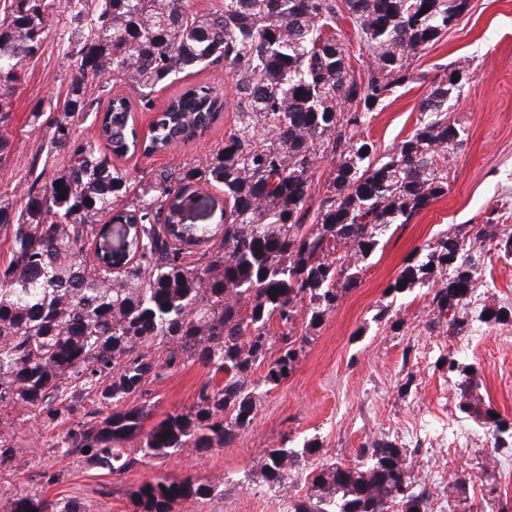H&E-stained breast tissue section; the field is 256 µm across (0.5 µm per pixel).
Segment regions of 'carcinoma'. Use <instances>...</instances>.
I'll use <instances>...</instances> for the list:
<instances>
[{
    "label": "carcinoma",
    "instance_id": "carcinoma-1",
    "mask_svg": "<svg viewBox=\"0 0 512 512\" xmlns=\"http://www.w3.org/2000/svg\"><path fill=\"white\" fill-rule=\"evenodd\" d=\"M467 0H0V127L28 63L41 54L49 17L64 8L87 36L71 45L65 109L35 122L48 127V153L63 155L50 181L39 172L24 202L0 197V412L20 410L46 429L67 428L51 447L121 473L142 456L184 448L205 452L253 425L256 391H270L295 370L324 317L357 284L355 269L388 227L404 224L448 191L439 159L462 144L448 121V96L469 76L462 63L433 82L411 134L388 155L361 129L394 89L413 81L409 60L446 32ZM347 8L374 67L359 82L336 37ZM224 64L234 81L238 115L224 147L204 162L155 170L132 184L112 162L138 146L135 112H156L144 151L188 141L219 117L223 101L206 84L155 111L156 89L198 67ZM459 80H453V76ZM107 76L131 83L137 101L109 98L105 110L87 88ZM91 121L92 137L76 124ZM337 159L317 208L316 161ZM200 186L224 190L222 224L174 232L182 213L201 204ZM222 233L221 246L195 257L191 247ZM481 232L448 234L404 266L387 293L426 282L438 315L428 328L448 337L470 326L464 307L478 287ZM284 328L272 336L273 322ZM305 324L297 332V323ZM168 351L160 363L156 351ZM184 355L224 379L199 388L187 408L145 429L148 405H129L145 381ZM264 374L251 378L254 368ZM458 378V410L470 412L475 367L436 359ZM482 411L493 448L512 441V418ZM268 448L262 477L269 489L319 453ZM23 452L0 437V465ZM411 451L389 440L361 448L351 466L309 471L310 491L288 512H429L432 492L411 474ZM224 495V483L157 475L133 494L130 512H174L186 500ZM86 512L77 501L22 496L9 512Z\"/></svg>",
    "mask_w": 512,
    "mask_h": 512
}]
</instances>
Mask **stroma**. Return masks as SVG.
<instances>
[{
    "label": "stroma",
    "mask_w": 512,
    "mask_h": 512,
    "mask_svg": "<svg viewBox=\"0 0 512 512\" xmlns=\"http://www.w3.org/2000/svg\"><path fill=\"white\" fill-rule=\"evenodd\" d=\"M78 34L68 13L57 15L38 60L12 97L7 135L11 161L0 167V195H20L37 158L45 130L35 127L37 105L63 108L70 81L69 43ZM467 63L470 79L448 102V118L459 124L463 143L449 154L448 190L408 223L394 224L359 271L355 288L329 313L293 374L261 394L252 427L232 444L205 453L186 448L165 459H145L122 474L90 465L74 454L55 455L54 431L14 411L0 416V434L23 447L12 464L0 466V507L21 495L48 502L72 498L90 512H129L130 495L160 473L235 481V490L200 504L185 501L175 512H287L291 496L303 494L305 476L292 474L287 487L267 489L260 468L270 448L301 447L316 441L319 464L356 460L359 448L386 439L414 449L415 481L445 487L465 476L461 497H433L431 512H494L499 501H512V452L489 465L491 437L482 418L459 413L457 389L446 370L435 368L438 356L451 354L477 370L472 395L481 404L512 416V324L479 319L487 307H512V256H485L483 284L470 298L468 335L449 338L426 327L435 318L431 288L420 286L398 297L386 289L408 260L446 232L469 233L471 227L512 225V0H469L456 30L443 35L411 59L414 82L397 88L372 112L364 136L385 153L410 134L421 100L433 81L446 77L452 64ZM207 83L226 104L217 122L201 138L169 151L119 158L131 182L157 169L179 168L203 160L224 143L237 119L234 82L223 65L183 74L155 95L156 109L186 88ZM390 306L403 320L390 329L377 318ZM212 373L177 358L160 377L145 383L150 422L193 403ZM411 389H404L406 378Z\"/></svg>",
    "instance_id": "35a3bbf8"
}]
</instances>
